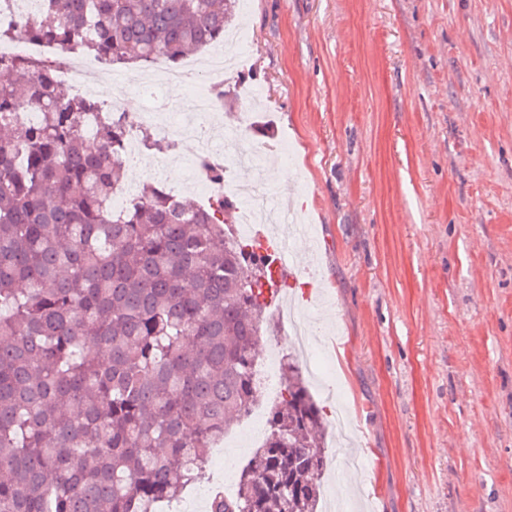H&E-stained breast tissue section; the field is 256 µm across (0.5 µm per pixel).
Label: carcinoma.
<instances>
[{"label": "carcinoma", "mask_w": 512, "mask_h": 512, "mask_svg": "<svg viewBox=\"0 0 512 512\" xmlns=\"http://www.w3.org/2000/svg\"><path fill=\"white\" fill-rule=\"evenodd\" d=\"M239 0H41L23 38L109 66L179 65L224 41ZM0 512H156L256 402L267 260L233 195L148 183L122 209L131 125L0 55ZM41 107L36 123L20 113ZM264 447L209 512H318L322 409L293 357Z\"/></svg>", "instance_id": "carcinoma-1"}]
</instances>
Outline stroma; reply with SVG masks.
I'll list each match as a JSON object with an SVG mask.
<instances>
[{"label":"stroma","instance_id":"35a3bbf8","mask_svg":"<svg viewBox=\"0 0 512 512\" xmlns=\"http://www.w3.org/2000/svg\"><path fill=\"white\" fill-rule=\"evenodd\" d=\"M239 25L217 123L288 150L270 193L311 229L290 270L337 339L312 391L359 449L327 437L321 512L345 485L357 512H512V0H242ZM121 74L95 99L144 110ZM197 148L129 166L175 191Z\"/></svg>","mask_w":512,"mask_h":512}]
</instances>
